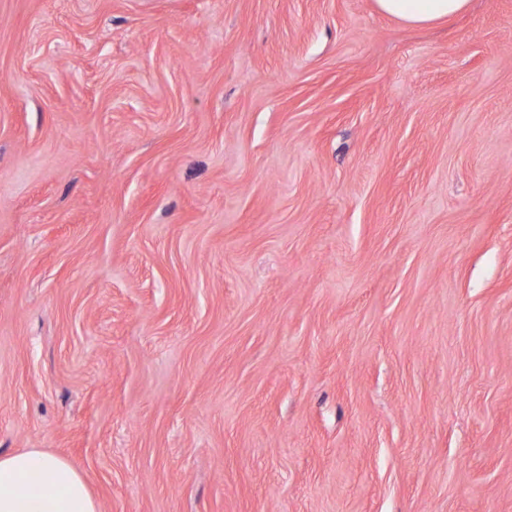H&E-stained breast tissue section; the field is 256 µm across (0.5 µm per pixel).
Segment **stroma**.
<instances>
[{
  "mask_svg": "<svg viewBox=\"0 0 512 512\" xmlns=\"http://www.w3.org/2000/svg\"><path fill=\"white\" fill-rule=\"evenodd\" d=\"M100 512H512V0H0V454ZM377 10L409 26H426L465 12L470 0H374Z\"/></svg>",
  "mask_w": 512,
  "mask_h": 512,
  "instance_id": "35a3bbf8",
  "label": "stroma"
}]
</instances>
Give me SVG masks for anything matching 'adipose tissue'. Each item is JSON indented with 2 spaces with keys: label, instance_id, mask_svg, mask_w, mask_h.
<instances>
[{
  "label": "adipose tissue",
  "instance_id": "ef3b65f1",
  "mask_svg": "<svg viewBox=\"0 0 512 512\" xmlns=\"http://www.w3.org/2000/svg\"><path fill=\"white\" fill-rule=\"evenodd\" d=\"M377 10L410 26L465 12L470 0H374ZM0 512H99L86 480L65 460L30 448L0 456Z\"/></svg>",
  "mask_w": 512,
  "mask_h": 512
}]
</instances>
